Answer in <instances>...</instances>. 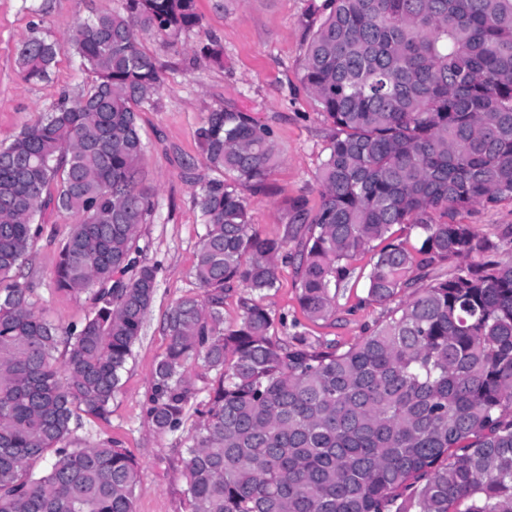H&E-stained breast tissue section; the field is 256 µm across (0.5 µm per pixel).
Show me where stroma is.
<instances>
[{"label": "stroma", "mask_w": 512, "mask_h": 512, "mask_svg": "<svg viewBox=\"0 0 512 512\" xmlns=\"http://www.w3.org/2000/svg\"><path fill=\"white\" fill-rule=\"evenodd\" d=\"M310 3L197 0L203 18L200 32L174 45L151 32L139 35L143 49L156 58L163 73L158 107L138 115L146 145L140 164L143 181L156 192L154 217L140 227L139 259L159 265L160 272L142 335L121 373L108 419H88L77 433L81 444L109 439L136 459L134 512H184L185 450L198 416L188 413L180 430L159 435L146 410L155 365L169 342L167 315L178 299L196 290L192 268L204 226L192 203L193 186L185 168L193 166L199 176L207 173L196 131L208 112L220 106L248 111L275 133L281 161L266 190L248 196L250 220L261 235L283 236L293 221L295 198L305 197L312 211L321 203L316 175L325 157L329 127L299 81ZM121 7L122 0H0V144L9 143L49 109L63 89L91 80L69 50L60 55L49 80L25 82L15 55L32 26L40 25L62 41L91 12H115ZM210 35L224 47L223 66L209 64L196 51ZM45 221L23 278L34 283L33 299L46 319L62 327L81 323L91 310L90 300L57 291L54 283L59 246L75 219L50 210ZM297 294L293 265H281L276 290L259 298L273 316L286 319L285 325L276 327L277 336L298 329L345 349L390 315L388 306L369 301L364 285L358 284L339 297L333 318L313 323L304 316Z\"/></svg>", "instance_id": "obj_1"}]
</instances>
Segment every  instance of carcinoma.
Returning a JSON list of instances; mask_svg holds the SVG:
<instances>
[{"label": "carcinoma", "instance_id": "obj_1", "mask_svg": "<svg viewBox=\"0 0 512 512\" xmlns=\"http://www.w3.org/2000/svg\"><path fill=\"white\" fill-rule=\"evenodd\" d=\"M310 15L300 81L330 125L320 206L298 199L283 237L261 236L241 189L265 190L274 131L208 114L197 292L168 315L148 419L180 429L197 395L188 367L215 372L185 450L186 512H512V262L459 219L512 205V0H322ZM201 27L196 0H124L64 45L34 27L17 50L27 82L67 48L92 82L0 145V512H134L133 457L76 432L109 415L157 285L134 257L156 208L137 113L163 79L138 34L175 44ZM200 54L224 65L215 37ZM49 208L76 219L56 285L92 301L66 328L16 276ZM369 250L368 299L404 294L389 321L343 351L271 333L284 319L252 294L277 288L279 263L296 264L308 319L326 320ZM236 284L250 295L226 328Z\"/></svg>", "mask_w": 512, "mask_h": 512}]
</instances>
